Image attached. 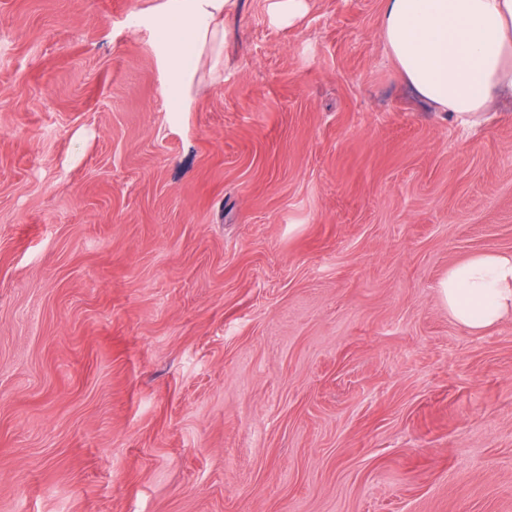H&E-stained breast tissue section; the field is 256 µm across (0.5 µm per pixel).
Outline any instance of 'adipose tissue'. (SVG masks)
I'll list each match as a JSON object with an SVG mask.
<instances>
[{"instance_id": "adipose-tissue-1", "label": "adipose tissue", "mask_w": 512, "mask_h": 512, "mask_svg": "<svg viewBox=\"0 0 512 512\" xmlns=\"http://www.w3.org/2000/svg\"><path fill=\"white\" fill-rule=\"evenodd\" d=\"M229 0H191L172 17L182 42L222 49ZM381 38L421 98L464 127L512 97V0H383ZM453 319L482 332L512 317V251L479 252L438 285Z\"/></svg>"}]
</instances>
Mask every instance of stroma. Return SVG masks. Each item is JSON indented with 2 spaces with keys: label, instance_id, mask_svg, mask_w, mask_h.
<instances>
[{
  "label": "stroma",
  "instance_id": "stroma-1",
  "mask_svg": "<svg viewBox=\"0 0 512 512\" xmlns=\"http://www.w3.org/2000/svg\"><path fill=\"white\" fill-rule=\"evenodd\" d=\"M0 0V512H512V105L456 125L381 0ZM229 0H191L187 15L172 17L171 25L179 34L181 42L189 43L200 50L207 46L220 52L224 44V28L216 18L224 12ZM438 288L460 326L485 331L512 317V251L475 253L450 266Z\"/></svg>",
  "mask_w": 512,
  "mask_h": 512
}]
</instances>
